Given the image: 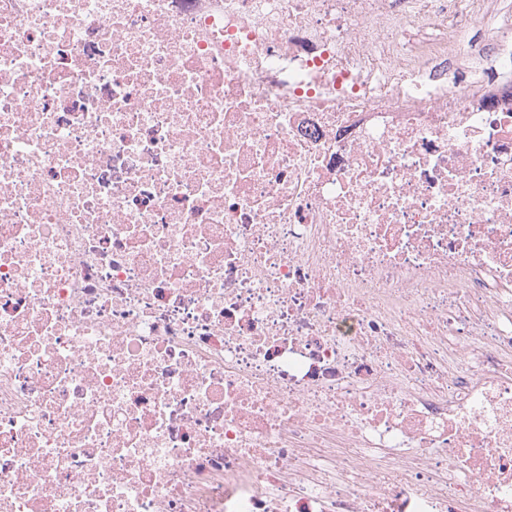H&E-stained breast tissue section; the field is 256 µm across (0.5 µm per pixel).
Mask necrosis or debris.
Listing matches in <instances>:
<instances>
[{
	"label": "necrosis or debris",
	"mask_w": 512,
	"mask_h": 512,
	"mask_svg": "<svg viewBox=\"0 0 512 512\" xmlns=\"http://www.w3.org/2000/svg\"><path fill=\"white\" fill-rule=\"evenodd\" d=\"M0 512H512V0H0Z\"/></svg>",
	"instance_id": "4bbe7bcc"
}]
</instances>
